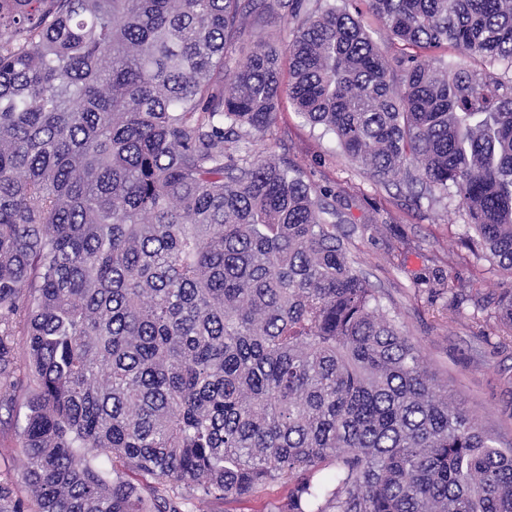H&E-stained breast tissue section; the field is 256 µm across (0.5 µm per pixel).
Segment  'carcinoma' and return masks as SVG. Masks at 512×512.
Returning a JSON list of instances; mask_svg holds the SVG:
<instances>
[{
  "label": "carcinoma",
  "mask_w": 512,
  "mask_h": 512,
  "mask_svg": "<svg viewBox=\"0 0 512 512\" xmlns=\"http://www.w3.org/2000/svg\"><path fill=\"white\" fill-rule=\"evenodd\" d=\"M0 0V410L28 504L512 512V448L448 395L350 262L327 190L253 153L288 100L379 182L453 196L512 275V0ZM454 48L462 61L425 58ZM23 356H18V347ZM144 483L135 485L127 473ZM362 1L363 0H352L353 7H350L351 12H355L354 8H356V11H359L365 25L371 32L373 40L382 50H387V47L389 46L387 30L378 20L366 11L365 5ZM294 27L293 21L282 15L281 12H266L261 17H254L248 27L242 31L240 40L233 46L227 47L224 55L226 66L224 69L233 70L237 65L246 61V55L241 48L254 49L259 43L272 39L280 50H284L288 43L289 34ZM287 493V489L280 485H272L264 491L244 502H210L201 505L207 512H267L268 504L275 502Z\"/></svg>",
  "instance_id": "1"
}]
</instances>
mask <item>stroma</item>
Here are the masks:
<instances>
[{
    "mask_svg": "<svg viewBox=\"0 0 512 512\" xmlns=\"http://www.w3.org/2000/svg\"><path fill=\"white\" fill-rule=\"evenodd\" d=\"M294 27L282 13L253 18L238 44L227 47V68L246 60L245 49L271 40L285 48ZM256 153L285 158L304 180L336 196L344 237L357 270L383 296L391 316L421 348L454 401L482 421L502 447H512V339L503 337L497 300L512 288L488 255L461 241L471 229L457 201L415 198L405 185L364 174L334 135L311 126L281 100L270 129L251 138ZM25 459L14 425H0V487L27 499Z\"/></svg>",
    "mask_w": 512,
    "mask_h": 512,
    "instance_id": "obj_1",
    "label": "stroma"
}]
</instances>
